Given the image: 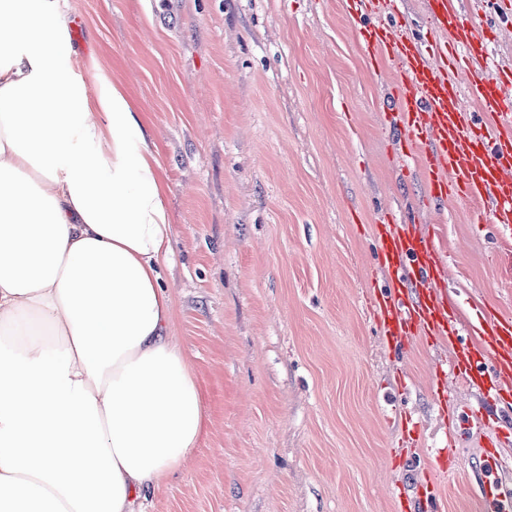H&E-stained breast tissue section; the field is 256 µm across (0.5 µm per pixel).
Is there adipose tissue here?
Here are the masks:
<instances>
[{
  "label": "adipose tissue",
  "instance_id": "obj_1",
  "mask_svg": "<svg viewBox=\"0 0 512 512\" xmlns=\"http://www.w3.org/2000/svg\"><path fill=\"white\" fill-rule=\"evenodd\" d=\"M58 0H0V512H144L207 433L145 115Z\"/></svg>",
  "mask_w": 512,
  "mask_h": 512
}]
</instances>
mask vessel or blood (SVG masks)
I'll list each match as a JSON object with an SVG mask.
<instances>
[{"instance_id": "b4317fda", "label": "vessel or blood", "mask_w": 512, "mask_h": 512, "mask_svg": "<svg viewBox=\"0 0 512 512\" xmlns=\"http://www.w3.org/2000/svg\"><path fill=\"white\" fill-rule=\"evenodd\" d=\"M387 20L357 23L356 35L373 67L388 65L392 81L385 118L419 178L426 198L479 203L474 223L490 224L512 238V68H496L494 35L458 12L454 0H427L425 36L405 34L401 0H385ZM404 216L384 210L371 225L376 261L391 274L374 293L369 312L397 346L422 337L447 343L454 356L436 369L433 386L443 418L431 465L417 473L415 494L390 489L400 512H440L443 482L457 474L456 448L467 431L487 425L501 404L512 405V316L477 315L464 334L458 309L443 293L450 261L436 226L404 229ZM477 388V400L459 407L442 386L446 372ZM512 446V427L496 428L480 443L469 478L475 512H512V469L500 458Z\"/></svg>"}]
</instances>
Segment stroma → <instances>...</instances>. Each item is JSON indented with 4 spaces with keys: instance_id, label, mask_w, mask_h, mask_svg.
Instances as JSON below:
<instances>
[{
    "instance_id": "1",
    "label": "stroma",
    "mask_w": 512,
    "mask_h": 512,
    "mask_svg": "<svg viewBox=\"0 0 512 512\" xmlns=\"http://www.w3.org/2000/svg\"><path fill=\"white\" fill-rule=\"evenodd\" d=\"M60 2L149 119L172 333L205 391L208 434L146 512H398L388 490H411L426 451L403 450L392 412L437 435L431 374L449 353L389 346L366 313L388 279L363 228L423 188L384 127L392 76L372 73L343 0ZM476 209L420 208L466 320L512 314V240Z\"/></svg>"
}]
</instances>
